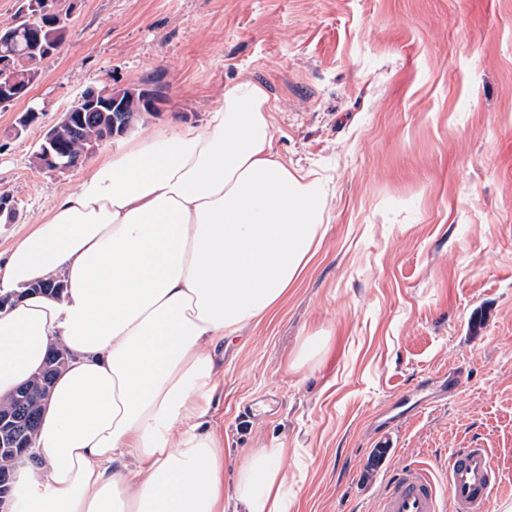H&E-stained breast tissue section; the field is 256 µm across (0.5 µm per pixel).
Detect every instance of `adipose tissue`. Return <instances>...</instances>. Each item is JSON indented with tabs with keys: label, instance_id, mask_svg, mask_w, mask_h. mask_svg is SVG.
<instances>
[{
	"label": "adipose tissue",
	"instance_id": "ef3b65f1",
	"mask_svg": "<svg viewBox=\"0 0 512 512\" xmlns=\"http://www.w3.org/2000/svg\"><path fill=\"white\" fill-rule=\"evenodd\" d=\"M265 86L228 82L200 125L87 168L0 262V399L53 345L71 356L17 466V512H288L284 448L224 489L212 430L218 342L269 317L319 251L327 182L272 146ZM63 281L61 298L28 293Z\"/></svg>",
	"mask_w": 512,
	"mask_h": 512
}]
</instances>
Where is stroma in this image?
Returning <instances> with one entry per match:
<instances>
[{
    "mask_svg": "<svg viewBox=\"0 0 512 512\" xmlns=\"http://www.w3.org/2000/svg\"><path fill=\"white\" fill-rule=\"evenodd\" d=\"M166 96L63 172L31 157L92 84ZM263 83L273 149L327 179L325 236L282 307L219 345L224 484L284 446L288 512H372L415 462L489 448L512 502V0H78L27 98L0 108V254L88 162L203 122L227 81ZM38 123L22 134L21 112ZM459 386L444 394L449 368ZM388 427L393 445L373 434Z\"/></svg>",
    "mask_w": 512,
    "mask_h": 512,
    "instance_id": "1",
    "label": "stroma"
}]
</instances>
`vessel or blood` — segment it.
Wrapping results in <instances>:
<instances>
[{"label":"vessel or blood","mask_w":512,"mask_h":512,"mask_svg":"<svg viewBox=\"0 0 512 512\" xmlns=\"http://www.w3.org/2000/svg\"><path fill=\"white\" fill-rule=\"evenodd\" d=\"M501 485L490 449L457 448L442 474L422 464L404 467L385 483L376 512H487Z\"/></svg>","instance_id":"vessel-or-blood-1"}]
</instances>
